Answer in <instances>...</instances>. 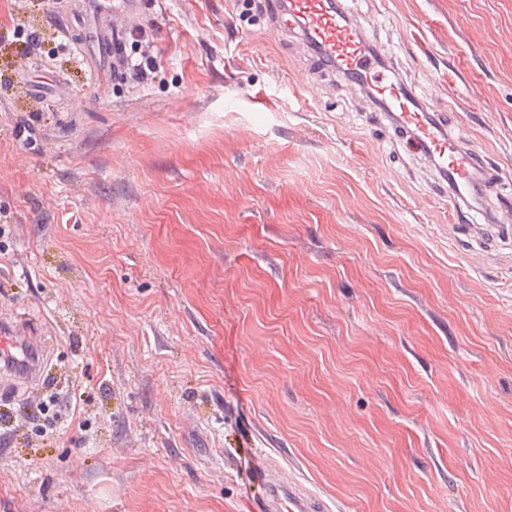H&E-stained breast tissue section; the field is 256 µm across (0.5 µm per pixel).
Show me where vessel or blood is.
<instances>
[{"mask_svg":"<svg viewBox=\"0 0 512 512\" xmlns=\"http://www.w3.org/2000/svg\"><path fill=\"white\" fill-rule=\"evenodd\" d=\"M269 24L278 30L295 26L303 43L326 65L336 67L350 85L367 89L377 108L402 134L410 152L423 156L456 198L470 189L476 168L473 149H462L446 130L443 120L430 115L413 91L386 74L388 65L370 43V33L351 23L341 0H269ZM42 345L37 337L0 327V357L13 378L37 382L44 376ZM255 476L264 487L255 512H332L317 494L303 491L296 482L268 462L258 463Z\"/></svg>","mask_w":512,"mask_h":512,"instance_id":"obj_1","label":"vessel or blood"}]
</instances>
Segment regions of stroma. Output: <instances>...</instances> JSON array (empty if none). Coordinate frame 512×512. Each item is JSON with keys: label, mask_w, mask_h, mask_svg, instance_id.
<instances>
[{"label": "stroma", "mask_w": 512, "mask_h": 512, "mask_svg": "<svg viewBox=\"0 0 512 512\" xmlns=\"http://www.w3.org/2000/svg\"><path fill=\"white\" fill-rule=\"evenodd\" d=\"M81 0L55 73L0 51V318L46 385L0 386V512H249L255 457L333 512H512V240L450 236L422 157L240 0H142L163 66L96 81ZM512 202V0H352ZM43 119L29 123L30 113Z\"/></svg>", "instance_id": "obj_1"}]
</instances>
